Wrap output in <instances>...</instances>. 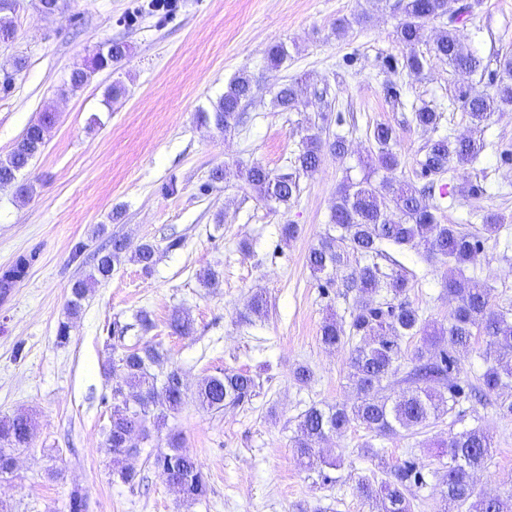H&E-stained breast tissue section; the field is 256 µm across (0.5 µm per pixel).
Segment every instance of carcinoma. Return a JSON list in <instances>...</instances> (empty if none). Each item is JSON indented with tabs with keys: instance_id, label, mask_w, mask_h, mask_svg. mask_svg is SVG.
Here are the masks:
<instances>
[{
	"instance_id": "1",
	"label": "carcinoma",
	"mask_w": 512,
	"mask_h": 512,
	"mask_svg": "<svg viewBox=\"0 0 512 512\" xmlns=\"http://www.w3.org/2000/svg\"><path fill=\"white\" fill-rule=\"evenodd\" d=\"M458 0H403L404 18L397 27V37L408 52L403 56L401 68L420 74L429 66L430 59L416 47L423 42L430 21L448 17V30L433 41L430 55L445 60L455 70L475 74L485 70L483 60L468 49L458 38L455 25L469 13V6L457 5ZM129 47L112 42L107 50L98 52L91 60L74 69L70 76V89L84 85L91 74L122 60ZM254 97L250 75L239 73L227 83L224 94L200 111L198 118L204 125L228 133L241 121L245 104ZM295 83L282 84L274 96V103L283 111L294 106ZM460 107L471 123L479 127L504 106L512 105V54L500 61V75L494 92H485L469 85L458 90ZM412 122L421 128L435 129L441 115L431 104L421 101L411 104ZM49 117L44 115L31 122L13 149L0 157V185L14 183L18 175L29 168L40 152L43 128ZM376 151L371 157L376 170L388 175L378 183L368 181L342 185L334 205L331 221L338 235L324 237L310 250L307 264L315 274L337 271L349 265L350 257L359 256L365 263L350 277V287L356 291V305L351 313L349 328L335 319L324 320L320 336L323 344L336 346L356 340L349 358V380L354 385L358 400L351 406L338 404L327 409L312 406L302 415L300 436L295 442L297 456L308 469L324 466L339 467L328 462L316 451V445L329 433H339L358 424L375 435L386 436L399 430L425 428L468 393L478 391L495 396L502 416L512 418V307L495 308L491 304V289L467 277L464 268L480 250L484 235H495L503 226L501 216L490 213L485 224L475 233L465 231L457 224H441L436 212L439 205L432 195L417 189L407 180H397L389 173L400 165L393 151V129L383 123L370 132ZM343 155L345 140L336 137L326 143L320 134L306 137L305 145L293 164L296 171L311 174L316 171L323 147ZM483 144L472 138L450 135L433 140L419 161L424 178L442 175L454 165H467L477 160ZM259 197L267 202L288 205L298 191V182L291 173L274 174L265 166L255 163L238 170ZM418 246L442 264H453L448 272V294L456 300L448 324L428 321L409 303L401 300L409 288L405 274L397 270L390 274L381 271L376 259L383 256L382 246ZM124 245H112L100 253L92 271L71 287L69 301L71 313L81 308L89 284L111 278L115 265L120 263ZM155 248L151 243L141 244L132 256L133 261L149 270L154 264ZM35 254L22 255L13 265L0 272V292L5 294L25 278ZM391 299L378 302L381 292ZM477 336L485 337L482 352L485 370L476 377V383L462 385L460 372L452 352L468 347ZM420 338L421 347L411 358L412 367L402 383L401 395L390 400L382 391L385 382L396 375L397 363L402 358V338ZM161 353L151 345L124 353L112 361L109 370L120 379L115 395L120 401L112 406L110 424L106 432L107 444L115 458L131 457L138 449L128 446L126 435L136 429L147 433V420L154 407L161 413L175 412L185 400L181 375L172 369L163 379L151 372L159 364ZM255 381L249 374L235 373L205 378L196 392L198 404L210 411L224 409L228 404H239L250 398ZM32 418L26 413L0 418V478L11 474L8 461L12 455L29 447ZM448 465L442 477L444 489L439 512H512V505L498 497L475 495L471 475L484 467L493 456V437L474 428L448 438ZM155 466L169 472L179 487L183 500L195 502L207 494V480L196 457L183 448L180 438L174 436L170 450L159 454ZM423 476L415 463L405 461L394 466L389 478L376 482L369 477L359 478L358 495L375 504L377 512H414V504L407 496L411 486L422 482Z\"/></svg>"
}]
</instances>
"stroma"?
Returning <instances> with one entry per match:
<instances>
[{
	"instance_id": "obj_1",
	"label": "stroma",
	"mask_w": 512,
	"mask_h": 512,
	"mask_svg": "<svg viewBox=\"0 0 512 512\" xmlns=\"http://www.w3.org/2000/svg\"><path fill=\"white\" fill-rule=\"evenodd\" d=\"M468 2L458 34L485 65L472 76L436 59L419 75L396 68L406 53L395 35L401 0L375 7L366 0H178L168 18L150 0H67L53 15L43 14L38 0H13L7 14L14 37L0 43V68L18 61L23 67L12 90L0 93V156L42 113H54L55 121L25 173L32 196L22 201L13 187H0V269L20 254L38 253L26 278L0 296V418L26 412L34 421L17 470L0 480V500L11 512H67L75 489L87 512H374L356 494L359 478L385 480L408 459L425 479L411 489L414 512H437L448 461L439 443L475 427L495 443L491 461L473 477L476 493L512 495V418L492 400L462 401L417 432L379 437L355 426L330 436L319 451L342 465L324 474L302 467L294 447L305 410L356 398L348 380L350 345L320 341L325 318L349 323L355 293L344 286L346 271L319 279L306 259L332 229L342 184L379 181L367 165L374 125L395 131L394 178L419 187L425 180L418 162L431 140L472 135L483 142L477 162L435 179L437 218L472 231L487 212L503 216L501 231L484 240L465 274L490 287L493 305H512V161L501 157L512 152V107L477 129L454 102L464 85L493 90L498 58L512 53V0ZM363 10L367 21L353 23ZM342 17L352 24L340 33ZM111 40L126 42L129 54L70 91L73 66ZM277 42L289 54L275 70L266 52ZM241 72L255 83L242 124L227 135L200 124L198 112ZM294 78L303 81L298 101L281 111L274 93ZM117 81L127 93L107 101ZM323 86L329 94L321 101L313 91ZM419 100L441 112L437 128L412 122L410 105ZM311 126L322 139L343 137L347 151L339 157L323 150L318 170L298 175L289 205L261 200L235 176L255 163L287 172ZM224 165L231 176L211 182V170ZM469 184L480 196L466 192ZM285 224L298 227L288 242L281 238ZM116 238L131 250L153 243V268L144 271L123 257L110 280L91 285L79 316L69 318L72 283L90 273L98 251ZM174 239L179 247H171ZM385 251L379 265L407 275L408 302L427 320L447 322L454 302L445 266L418 247ZM209 270L217 275L212 287L200 280ZM257 292L265 294L268 314L248 324L243 315ZM177 310L189 314L192 335L173 333ZM143 314L152 322L146 330ZM65 320L71 329L62 341L57 330ZM148 343L163 354L156 374L178 369L188 392L225 371L252 375L256 388L218 412L189 401L178 413L149 420L148 439L124 462L138 478L125 484L112 476L119 463L106 442L118 383L107 368L112 358ZM300 365L313 372L308 383L294 377ZM175 432L209 485L206 497L190 504L154 465ZM366 442L372 454H364Z\"/></svg>"
}]
</instances>
